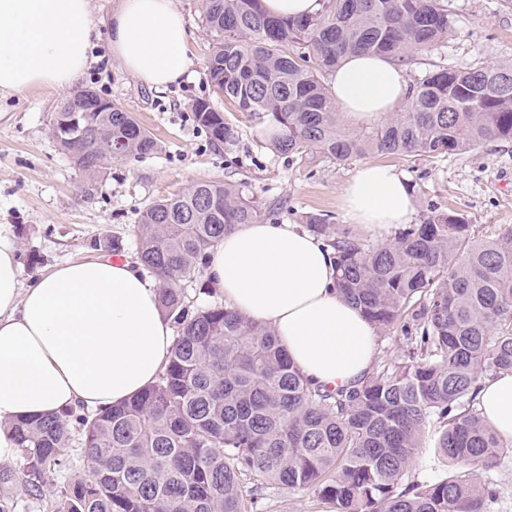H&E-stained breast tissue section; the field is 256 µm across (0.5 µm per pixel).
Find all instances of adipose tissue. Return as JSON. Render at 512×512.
Returning <instances> with one entry per match:
<instances>
[{"mask_svg": "<svg viewBox=\"0 0 512 512\" xmlns=\"http://www.w3.org/2000/svg\"><path fill=\"white\" fill-rule=\"evenodd\" d=\"M96 30L90 0H0V91L70 88L88 62ZM113 56L161 88L189 71L187 32L174 0H123L111 19ZM348 119H380L407 96L400 66L348 56L331 75ZM349 223L387 231L408 223L413 201L403 177L361 165L342 190ZM225 305L270 326L313 385L351 387L378 353L373 326L337 294L332 254L295 224H242L215 246L206 267ZM156 278L108 256L68 261L22 285L13 241L0 234V461L18 448L6 422L69 408L94 412L123 403L166 371L174 329L158 304ZM479 408L512 441V373L484 379Z\"/></svg>", "mask_w": 512, "mask_h": 512, "instance_id": "adipose-tissue-1", "label": "adipose tissue"}]
</instances>
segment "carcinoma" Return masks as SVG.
<instances>
[{
    "label": "carcinoma",
    "instance_id": "carcinoma-1",
    "mask_svg": "<svg viewBox=\"0 0 512 512\" xmlns=\"http://www.w3.org/2000/svg\"><path fill=\"white\" fill-rule=\"evenodd\" d=\"M307 17L263 12L261 0H203L215 37L211 86L240 112L263 116L257 138L304 164L369 154L438 157L512 139V63L435 65L412 80L404 111L349 131L337 112L330 75L349 53L402 67L448 39L443 0H319ZM193 121L230 149L238 132L207 100ZM58 149L95 178L116 155L157 151L128 112H56ZM266 211L231 183L204 182L158 199L137 214L140 266L159 281V302L177 325L160 379L127 402L94 413L69 409L12 423L33 496L62 480L52 512H249L241 479L313 492L336 512H487L499 490L479 470L512 446L477 407L479 382L512 372V227L478 238L474 225L432 208L381 243L305 216V229L331 250L336 291L381 336L400 330L405 348L357 385L311 387L275 332L224 304L196 307L183 282L238 224ZM90 247L124 252L116 235ZM81 437L89 475L69 479L66 449ZM433 438L437 475L422 478L421 441Z\"/></svg>",
    "mask_w": 512,
    "mask_h": 512
}]
</instances>
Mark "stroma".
<instances>
[{"instance_id":"1","label":"stroma","mask_w":512,"mask_h":512,"mask_svg":"<svg viewBox=\"0 0 512 512\" xmlns=\"http://www.w3.org/2000/svg\"><path fill=\"white\" fill-rule=\"evenodd\" d=\"M453 25L447 41L407 77L424 74L427 64L463 68L476 62L512 61V0H447ZM90 17L99 37L89 51L94 62L76 83L130 112L159 144L156 153L112 161L104 178L88 188L84 175L58 150L50 120L66 96L31 89L0 93V233L17 249L23 283L68 260L94 258L88 241L102 233L123 238L126 259H134L135 224L140 209L156 199L182 192L199 182H234L264 206L274 207V224L299 223L304 213L329 215L344 223L341 191L359 160L338 163L316 158L304 165L255 139L257 116L221 103L237 128L233 149L211 144L192 119L198 99H213L207 64L213 37L203 21V0H175L188 30L189 75L157 90L112 62L108 21L120 0H90ZM405 179L413 197L412 222L430 207L464 215L478 232L512 226V139L493 140L477 150L445 157L384 155ZM20 459L0 462V473L13 474L6 492L11 512H51L56 486L29 495L16 474ZM244 481V497L254 498L253 512H334L330 501L309 492L267 489L253 496Z\"/></svg>"}]
</instances>
